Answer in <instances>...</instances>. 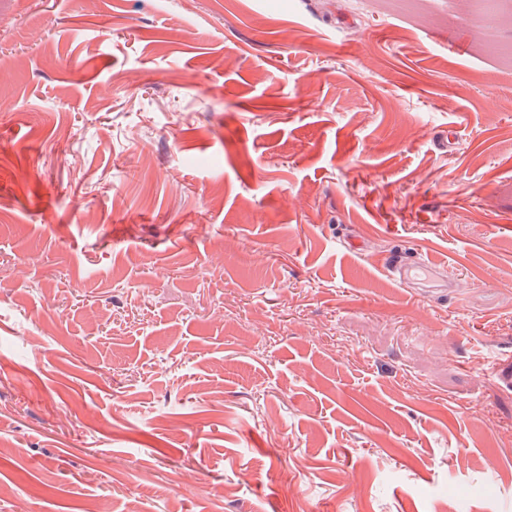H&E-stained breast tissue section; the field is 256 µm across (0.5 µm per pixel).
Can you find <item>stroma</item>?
Masks as SVG:
<instances>
[{
  "instance_id": "stroma-1",
  "label": "stroma",
  "mask_w": 512,
  "mask_h": 512,
  "mask_svg": "<svg viewBox=\"0 0 512 512\" xmlns=\"http://www.w3.org/2000/svg\"><path fill=\"white\" fill-rule=\"evenodd\" d=\"M470 10L0 0V512H512V0ZM442 269V265L430 259L406 261L395 257L390 261L387 272L403 284L426 288L439 282Z\"/></svg>"
}]
</instances>
